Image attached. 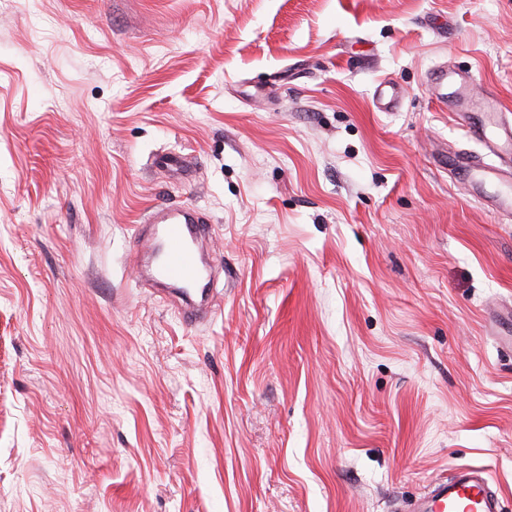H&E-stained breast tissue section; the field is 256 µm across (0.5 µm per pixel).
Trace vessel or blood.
<instances>
[{
	"label": "vessel or blood",
	"mask_w": 512,
	"mask_h": 512,
	"mask_svg": "<svg viewBox=\"0 0 512 512\" xmlns=\"http://www.w3.org/2000/svg\"><path fill=\"white\" fill-rule=\"evenodd\" d=\"M430 82L446 89V97L457 111L480 115V122L470 128L473 136L489 139L501 152L512 157V128L501 127L495 121V114L501 109L496 95L476 94L472 83L458 80L445 70L432 74ZM460 171L479 185L487 181L501 182L502 188L493 199L494 207L512 211V188L503 184L506 171L485 169L469 162L461 164ZM161 222L158 234L137 232L132 257L158 254V263L153 269L155 280L197 287L204 279L197 247L208 235L206 225L178 208L169 209ZM410 512H502L501 496L482 467L461 465L447 479L435 482L427 494L413 503Z\"/></svg>",
	"instance_id": "1"
}]
</instances>
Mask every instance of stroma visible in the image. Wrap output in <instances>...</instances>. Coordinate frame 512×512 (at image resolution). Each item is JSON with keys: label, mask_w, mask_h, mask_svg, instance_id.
Returning a JSON list of instances; mask_svg holds the SVG:
<instances>
[{"label": "stroma", "mask_w": 512, "mask_h": 512, "mask_svg": "<svg viewBox=\"0 0 512 512\" xmlns=\"http://www.w3.org/2000/svg\"><path fill=\"white\" fill-rule=\"evenodd\" d=\"M440 68L512 123V0H0V512H512V213L454 166L506 162ZM170 204L193 325L129 260ZM501 496L480 466L461 465L445 480L435 482L410 512H502Z\"/></svg>", "instance_id": "obj_1"}]
</instances>
